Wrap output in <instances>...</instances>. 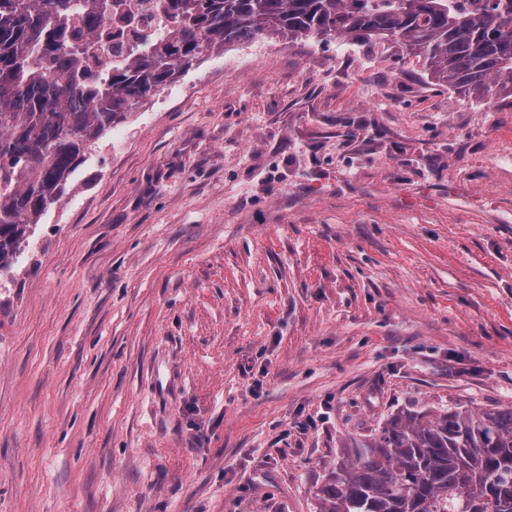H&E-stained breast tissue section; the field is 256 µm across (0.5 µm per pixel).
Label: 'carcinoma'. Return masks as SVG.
Returning a JSON list of instances; mask_svg holds the SVG:
<instances>
[{"instance_id":"obj_1","label":"carcinoma","mask_w":512,"mask_h":512,"mask_svg":"<svg viewBox=\"0 0 512 512\" xmlns=\"http://www.w3.org/2000/svg\"><path fill=\"white\" fill-rule=\"evenodd\" d=\"M174 28L92 73L102 0H0V270L64 194L84 153L204 54L281 37L390 38L438 81L512 94V0H163ZM318 512H512V406L398 412L345 446Z\"/></svg>"}]
</instances>
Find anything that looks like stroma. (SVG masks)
<instances>
[{"label":"stroma","instance_id":"obj_1","mask_svg":"<svg viewBox=\"0 0 512 512\" xmlns=\"http://www.w3.org/2000/svg\"><path fill=\"white\" fill-rule=\"evenodd\" d=\"M512 406V98L392 41L204 55L0 272V512H318L401 410Z\"/></svg>","mask_w":512,"mask_h":512}]
</instances>
